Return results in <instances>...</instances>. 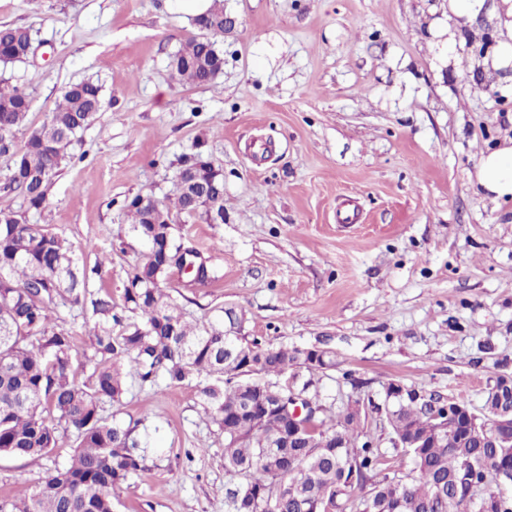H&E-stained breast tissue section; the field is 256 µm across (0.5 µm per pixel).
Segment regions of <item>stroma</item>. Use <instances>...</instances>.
I'll return each mask as SVG.
<instances>
[{
	"instance_id": "1",
	"label": "stroma",
	"mask_w": 512,
	"mask_h": 512,
	"mask_svg": "<svg viewBox=\"0 0 512 512\" xmlns=\"http://www.w3.org/2000/svg\"><path fill=\"white\" fill-rule=\"evenodd\" d=\"M488 11L452 39L448 0H224V71L198 86L171 73L199 34L181 0H0V26L29 28L36 50L0 66L32 95L16 143L70 84L99 80L105 100L27 220L65 238L79 266L99 269L90 289L121 301L145 252L126 199L171 201L181 161L203 149L224 175V221L176 228L214 277L174 270L166 288L190 321L231 306L247 338L328 351L314 391L332 415L364 403L363 431L400 465L377 410L388 383L478 411L496 374L512 373V202L473 184L483 151L512 138V66L482 73L499 38ZM54 321L76 336L72 375L90 382L81 308L58 307ZM198 385L133 379L105 404L148 443L114 512H234L224 433ZM72 452L0 455V496Z\"/></svg>"
}]
</instances>
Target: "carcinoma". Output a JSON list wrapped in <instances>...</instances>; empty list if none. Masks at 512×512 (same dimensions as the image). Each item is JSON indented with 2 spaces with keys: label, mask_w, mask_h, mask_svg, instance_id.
<instances>
[{
  "label": "carcinoma",
  "mask_w": 512,
  "mask_h": 512,
  "mask_svg": "<svg viewBox=\"0 0 512 512\" xmlns=\"http://www.w3.org/2000/svg\"><path fill=\"white\" fill-rule=\"evenodd\" d=\"M200 36L179 49L171 61L181 83L204 85L223 73L224 5L216 3L194 19ZM32 41L25 27L0 26V64L21 61ZM32 106L19 87H0V155L12 164L0 192L22 199L24 211L0 210V454L42 459L59 447L63 435L73 438L70 462L45 469L14 499L0 497V512H113L114 489L145 469V454L134 428L103 415L105 403H118L128 379L154 383L162 378L179 385L195 375L220 374L223 384L198 390L204 412L224 432V469L245 485L236 497V512H479V503L512 473V441L492 443L499 426L497 404L487 395L479 427L470 430L448 420V430L434 432L426 399L401 392L391 382L385 389L386 418L394 439L409 437L402 452L412 464L383 472L384 453L361 436L360 413L346 406L330 421L312 380L298 393L314 405L311 423L286 448L269 447L280 431L278 419L262 428L242 422L246 402L281 403L288 408L291 390L273 382L252 389L251 375L280 377L295 361L309 373L332 366L323 354L295 347H267L256 339L233 338L237 357L224 362V322L193 325L162 283L169 272L194 266L192 281L204 283L211 272L200 253L175 235L173 216L206 224L224 216V177L209 157L198 151L185 158L175 174L172 204L151 194L125 201L132 231L146 248L124 288L122 303L88 288L89 274L75 272L70 249L60 236L40 224H29L25 212H39L49 203L50 187L73 158L77 134L103 110L101 86L86 79L65 88L44 125L19 146L15 132ZM191 169L208 189L210 203H201L185 185ZM66 304L91 312L93 352L86 357L93 382L71 375L73 333L53 322L54 310Z\"/></svg>",
  "instance_id": "carcinoma-1"
}]
</instances>
